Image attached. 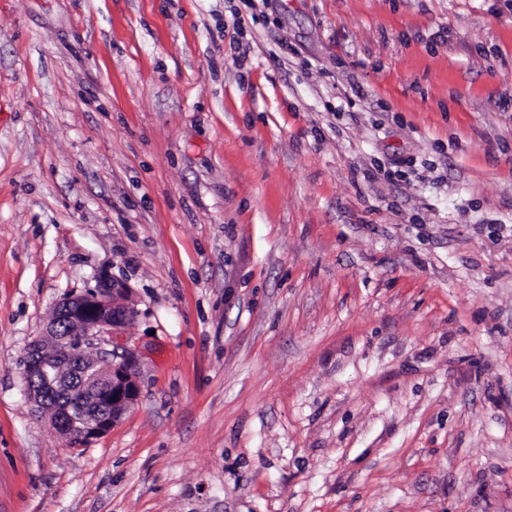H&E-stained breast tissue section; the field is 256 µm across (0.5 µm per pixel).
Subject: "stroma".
Instances as JSON below:
<instances>
[{"label": "stroma", "instance_id": "35a3bbf8", "mask_svg": "<svg viewBox=\"0 0 512 512\" xmlns=\"http://www.w3.org/2000/svg\"><path fill=\"white\" fill-rule=\"evenodd\" d=\"M107 279L68 448L21 362ZM0 512H512V0H0ZM136 316L128 289L104 281L64 297L44 334L31 342L23 362L25 394L50 414L53 429L71 444L101 438L137 404V359L116 336ZM86 347H94L96 356L88 358ZM77 377L81 384L74 390ZM58 393H70V402L49 406L50 397Z\"/></svg>", "mask_w": 512, "mask_h": 512}]
</instances>
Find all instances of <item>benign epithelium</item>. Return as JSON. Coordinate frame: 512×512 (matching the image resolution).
Returning a JSON list of instances; mask_svg holds the SVG:
<instances>
[{"instance_id":"1","label":"benign epithelium","mask_w":512,"mask_h":512,"mask_svg":"<svg viewBox=\"0 0 512 512\" xmlns=\"http://www.w3.org/2000/svg\"><path fill=\"white\" fill-rule=\"evenodd\" d=\"M136 316L128 289L104 281L64 297L44 334L31 342L23 362L25 394L70 443L104 436L137 404V359L118 343Z\"/></svg>"}]
</instances>
